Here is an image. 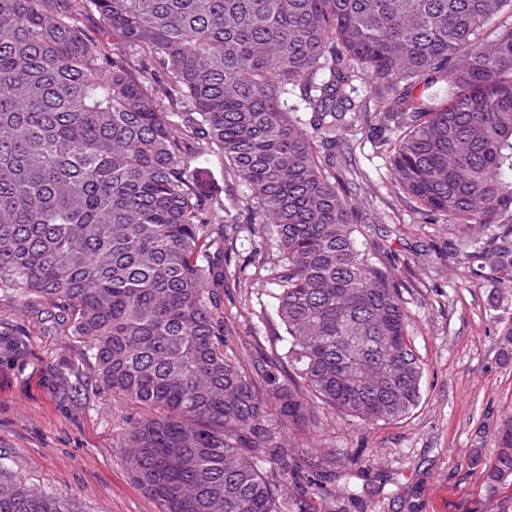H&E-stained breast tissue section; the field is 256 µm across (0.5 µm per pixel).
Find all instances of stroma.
Instances as JSON below:
<instances>
[{
	"instance_id": "obj_1",
	"label": "stroma",
	"mask_w": 512,
	"mask_h": 512,
	"mask_svg": "<svg viewBox=\"0 0 512 512\" xmlns=\"http://www.w3.org/2000/svg\"><path fill=\"white\" fill-rule=\"evenodd\" d=\"M377 136L345 138L347 156L364 172L351 192L406 286L410 334L425 364L421 401L403 421H328L296 444L362 455L364 491L346 512H472L481 478L470 456L512 416V358L502 355L512 301L494 309L489 287H459L446 258L447 225L392 187ZM193 167L210 197L245 200L221 158L203 156ZM235 252L240 275L224 290V317L254 361L282 346L269 283L277 253L268 232L250 224ZM0 325L22 333L24 343L15 350L0 342V465L39 491L73 498L81 512H157L121 448L135 411L110 391L92 390L82 346L59 312L1 289Z\"/></svg>"
}]
</instances>
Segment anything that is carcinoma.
<instances>
[{"label": "carcinoma", "instance_id": "obj_1", "mask_svg": "<svg viewBox=\"0 0 512 512\" xmlns=\"http://www.w3.org/2000/svg\"><path fill=\"white\" fill-rule=\"evenodd\" d=\"M371 127L394 187L448 223V267L508 300L512 0H0V289L62 311L96 386L139 410L125 459L158 512H308L314 490L342 512L359 460L337 495L336 450L287 435L418 406L405 287L343 152ZM205 155L249 204L198 192ZM242 224L274 231L286 342L251 365L224 320ZM491 448L470 460L487 499L512 487V419ZM0 512L75 510L0 466Z\"/></svg>", "mask_w": 512, "mask_h": 512}]
</instances>
